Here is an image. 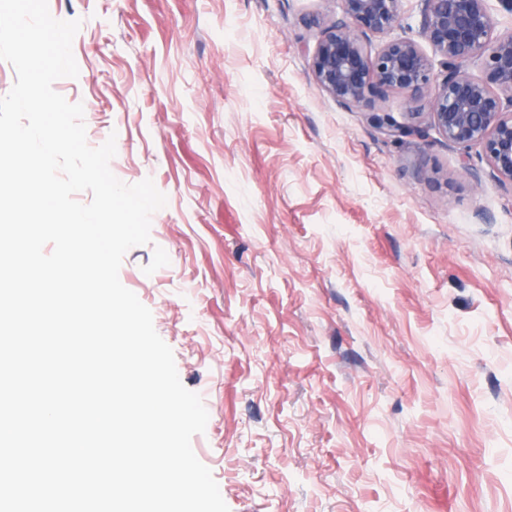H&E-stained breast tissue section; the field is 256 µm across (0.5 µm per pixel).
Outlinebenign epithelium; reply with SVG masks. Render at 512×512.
<instances>
[{
  "label": "benign epithelium",
  "mask_w": 512,
  "mask_h": 512,
  "mask_svg": "<svg viewBox=\"0 0 512 512\" xmlns=\"http://www.w3.org/2000/svg\"><path fill=\"white\" fill-rule=\"evenodd\" d=\"M341 17L321 32L310 56L317 84L336 104L369 118L393 138L437 132L447 143L481 149L489 174L512 186V34L496 37L489 0H419L421 38L440 56L441 73L408 36L372 48L402 26L405 0H339ZM482 60V75L463 68ZM401 95L404 120L376 112Z\"/></svg>",
  "instance_id": "7a95c632"
}]
</instances>
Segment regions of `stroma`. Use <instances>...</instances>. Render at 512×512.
<instances>
[{
    "label": "stroma",
    "instance_id": "35a3bbf8",
    "mask_svg": "<svg viewBox=\"0 0 512 512\" xmlns=\"http://www.w3.org/2000/svg\"><path fill=\"white\" fill-rule=\"evenodd\" d=\"M87 142L167 197L119 279L230 512H512V190L315 82L335 0H48Z\"/></svg>",
    "mask_w": 512,
    "mask_h": 512
}]
</instances>
